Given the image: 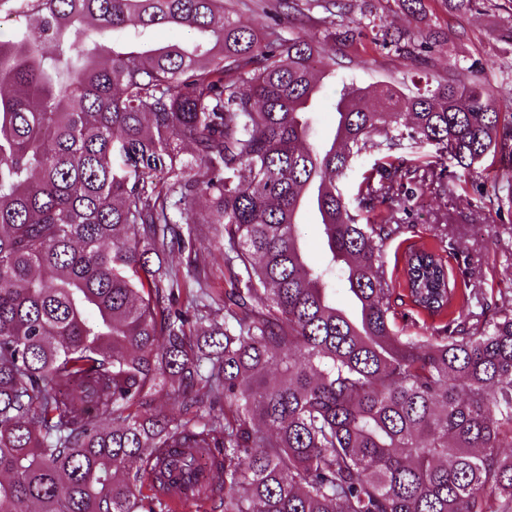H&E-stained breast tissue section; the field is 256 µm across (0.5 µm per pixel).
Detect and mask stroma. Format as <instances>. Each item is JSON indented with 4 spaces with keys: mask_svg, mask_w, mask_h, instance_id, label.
Masks as SVG:
<instances>
[{
    "mask_svg": "<svg viewBox=\"0 0 512 512\" xmlns=\"http://www.w3.org/2000/svg\"><path fill=\"white\" fill-rule=\"evenodd\" d=\"M332 0L303 7L281 29L284 38L297 36L323 40L326 55L336 61L334 76L320 96L314 120V136L322 138L336 120L334 103L342 84L362 86L392 84L409 93L419 79L444 81L450 67L478 63L482 77L499 87L495 109L503 120H512V42L502 29L512 21V0H495L492 9H479L458 16L448 11V0H423L420 11L404 9L401 0H373L377 15L389 30L412 38L437 34L441 45L429 61L413 59L381 49L373 32L354 41L327 37L331 25H349L360 16L362 0H345V9L332 7ZM473 190L457 191L445 198L421 200L419 216L406 233L411 242L433 243L447 234L455 251L449 259L454 275L462 276L473 288L512 292V238L503 235L500 217L489 208L475 206Z\"/></svg>",
    "mask_w": 512,
    "mask_h": 512,
    "instance_id": "1",
    "label": "stroma"
}]
</instances>
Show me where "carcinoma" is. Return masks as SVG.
Wrapping results in <instances>:
<instances>
[{"label": "carcinoma", "instance_id": "1", "mask_svg": "<svg viewBox=\"0 0 512 512\" xmlns=\"http://www.w3.org/2000/svg\"><path fill=\"white\" fill-rule=\"evenodd\" d=\"M294 10L263 38L224 0H0L26 19L0 35V512H172L168 484L220 512H512V298L461 288L441 243L407 246L400 281L384 259L407 185L446 197L450 164L512 165L498 89L472 64L383 88L380 110L363 93L316 146L309 102L334 59L280 37ZM356 25L344 38L436 47L371 3ZM154 27L198 39L152 45ZM423 141L434 164L342 188L355 158ZM477 195L512 208V181ZM194 224L217 226L219 291ZM422 314L441 324L402 334ZM301 237L307 253L316 261L323 255V242L319 228L307 219L300 228Z\"/></svg>", "mask_w": 512, "mask_h": 512}]
</instances>
